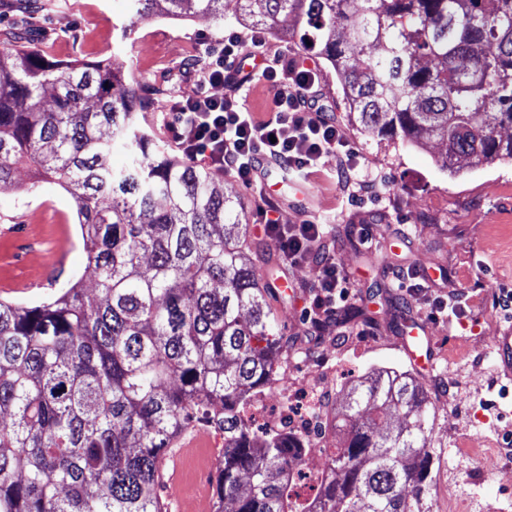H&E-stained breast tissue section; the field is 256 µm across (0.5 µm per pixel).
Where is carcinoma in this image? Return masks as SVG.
<instances>
[{
	"mask_svg": "<svg viewBox=\"0 0 512 512\" xmlns=\"http://www.w3.org/2000/svg\"><path fill=\"white\" fill-rule=\"evenodd\" d=\"M130 2L137 22L224 24V0ZM236 2L244 24L291 21L360 131L434 143L452 173L512 162V0ZM146 111L110 61L0 51V190L26 167L72 195L97 288L0 300V512H166V449L193 422L224 436L214 512H430L433 417L407 371L336 393L321 475L300 472L306 435L254 432L280 370L260 274L276 255L208 172L156 146Z\"/></svg>",
	"mask_w": 512,
	"mask_h": 512,
	"instance_id": "carcinoma-1",
	"label": "carcinoma"
}]
</instances>
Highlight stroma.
Instances as JSON below:
<instances>
[{"mask_svg": "<svg viewBox=\"0 0 512 512\" xmlns=\"http://www.w3.org/2000/svg\"><path fill=\"white\" fill-rule=\"evenodd\" d=\"M128 0H0V48L17 46L46 58L81 63L113 62L131 84L149 90L150 130L168 151L176 146L167 114L176 99L192 94L197 64L206 49L223 38L212 19L159 16L131 23ZM324 99L336 122L357 151L361 172L377 177L375 190L333 180L335 156L324 171L308 180L268 181L278 187L280 221L308 220L328 227L321 253L335 258L368 321L312 330L305 320L315 280L313 266L278 265L264 271L269 282L288 279V291H274L284 363H296L287 377L298 386L320 374L326 397L370 368L413 371L403 349L405 336L426 332L435 354L431 374L420 380L435 415L428 502L432 512H448V454L455 435L476 418L487 425L512 426V380L492 381L473 390L467 381L481 370V355L491 352L494 337L508 320L498 309L499 288L512 289V164H478L453 174L437 161L439 148L396 147L357 130L346 108L341 85L327 61L318 63ZM16 189L0 192V299L33 303L53 297L71 279H89L80 244L76 206L60 187L45 191L25 168L16 174ZM369 227L371 243L358 230ZM401 267L434 280L447 311L435 312L426 294L394 288L390 271ZM372 330L378 346L353 354L345 369L335 362L319 365L324 340L344 345ZM460 382L455 401L441 388L444 371Z\"/></svg>", "mask_w": 512, "mask_h": 512, "instance_id": "obj_1", "label": "stroma"}]
</instances>
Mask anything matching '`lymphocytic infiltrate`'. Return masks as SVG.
I'll return each mask as SVG.
<instances>
[{
	"instance_id": "f902f5d3",
	"label": "lymphocytic infiltrate",
	"mask_w": 512,
	"mask_h": 512,
	"mask_svg": "<svg viewBox=\"0 0 512 512\" xmlns=\"http://www.w3.org/2000/svg\"><path fill=\"white\" fill-rule=\"evenodd\" d=\"M262 44L260 35L247 39L228 31L208 50L193 94L171 105L170 126L177 149L188 161L232 173L250 188L263 185L267 166L305 178L316 173L331 154L340 161L338 178L352 180L359 169L357 153L326 109L317 66L276 53L264 55L260 68L244 69V60ZM257 82L271 93L262 118L242 96L245 88ZM279 211L275 201L266 200L261 209L264 232L276 241L287 264L317 265L307 320L312 327H321L323 316L350 299L348 280L317 249L325 225L283 224Z\"/></svg>"
}]
</instances>
